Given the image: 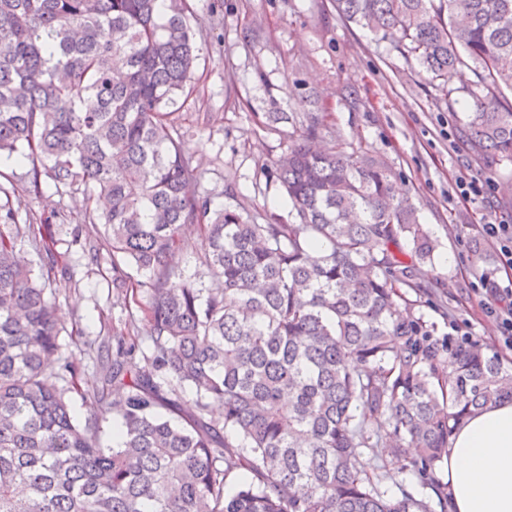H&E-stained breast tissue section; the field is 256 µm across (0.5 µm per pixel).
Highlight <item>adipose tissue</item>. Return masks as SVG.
Wrapping results in <instances>:
<instances>
[{"mask_svg": "<svg viewBox=\"0 0 512 512\" xmlns=\"http://www.w3.org/2000/svg\"><path fill=\"white\" fill-rule=\"evenodd\" d=\"M444 465L448 512H512V401L463 420Z\"/></svg>", "mask_w": 512, "mask_h": 512, "instance_id": "ef3b65f1", "label": "adipose tissue"}]
</instances>
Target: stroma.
Listing matches in <instances>:
<instances>
[{"label": "stroma", "instance_id": "1", "mask_svg": "<svg viewBox=\"0 0 512 512\" xmlns=\"http://www.w3.org/2000/svg\"><path fill=\"white\" fill-rule=\"evenodd\" d=\"M202 53L194 73L195 91L173 119L194 164L199 188L213 207L244 203L249 212L287 219L281 189L268 173L299 130L305 113L326 118L325 137L348 148L386 159L398 194L417 209L420 224L435 244L432 261L417 265L416 278L429 285L410 295L431 342L447 347L450 323L467 326L469 343L495 353L512 367L504 345L476 288L483 272L499 269L491 246L476 249L477 226L512 214V164H487L471 153L464 136L468 97L463 86L473 75L463 68L452 77L454 100L441 96L421 70H408L388 41L346 22L332 0H188ZM285 112L292 120L274 131L265 115ZM11 174L19 209L34 215L56 212L65 222L50 231L59 266L72 277L57 283L58 309L65 324H76L81 346L67 352L78 365L82 388L95 387L100 373L89 343L97 336H147L141 300L118 296L112 286V255L97 264L84 255L94 231L84 224L82 191L58 193L43 180L40 196L24 192V168L0 163ZM490 179L494 191L467 202L454 194L457 176Z\"/></svg>", "mask_w": 512, "mask_h": 512}]
</instances>
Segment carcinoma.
Returning <instances> with one entry per match:
<instances>
[{
	"label": "carcinoma",
	"mask_w": 512,
	"mask_h": 512,
	"mask_svg": "<svg viewBox=\"0 0 512 512\" xmlns=\"http://www.w3.org/2000/svg\"><path fill=\"white\" fill-rule=\"evenodd\" d=\"M334 2L445 96L470 66L468 145L512 161V0ZM188 13L187 0H0V156L31 163L30 193L46 177L87 194L83 223L103 228L89 258L112 253V287L144 294L149 325L143 346L99 342L98 412L77 422L52 289L70 272L49 218L21 223L0 203V512H434L383 486L410 467L431 479L464 417L512 400V370L478 346L440 350L401 306L432 241L385 159L316 146L323 117L307 113L270 172L290 221L195 190L168 111L201 50ZM189 224L223 287L181 271Z\"/></svg>",
	"instance_id": "obj_1"
}]
</instances>
